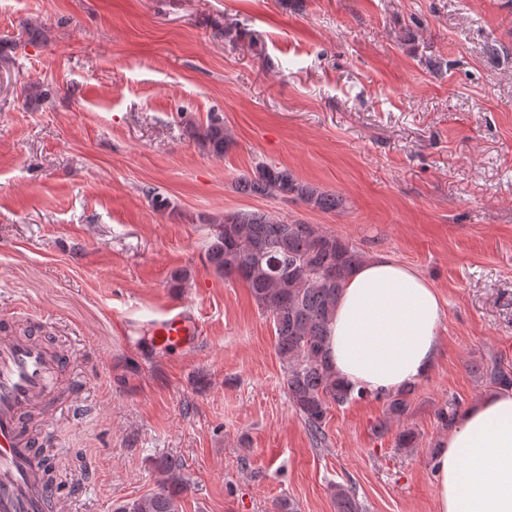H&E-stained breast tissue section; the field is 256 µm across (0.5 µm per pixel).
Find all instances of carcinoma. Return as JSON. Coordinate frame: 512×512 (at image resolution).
Segmentation results:
<instances>
[{
  "label": "carcinoma",
  "instance_id": "carcinoma-1",
  "mask_svg": "<svg viewBox=\"0 0 512 512\" xmlns=\"http://www.w3.org/2000/svg\"><path fill=\"white\" fill-rule=\"evenodd\" d=\"M185 132L218 157L230 143L224 117L217 113L204 123L187 122ZM238 188L244 194L291 199L320 211H334L343 203L336 194L272 163H260L240 176ZM210 224L206 262L217 275L243 282L257 306L270 314L284 391L312 441L325 443L329 409L367 397L336 378L326 352L329 324L343 284L364 256L345 239L312 224L290 223L262 211H231ZM471 371L489 385L512 388V373L494 359L471 364ZM414 391L411 386L376 398L385 402L389 419L400 421L409 411ZM459 413V404L451 400L438 409L437 416L449 427ZM164 472L166 478L154 492L127 499L113 512H180V498L187 490L182 467L170 460ZM332 490L336 512H365L352 488L336 483Z\"/></svg>",
  "mask_w": 512,
  "mask_h": 512
}]
</instances>
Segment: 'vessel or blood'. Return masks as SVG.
Listing matches in <instances>:
<instances>
[{
	"label": "vessel or blood",
	"mask_w": 512,
	"mask_h": 512,
	"mask_svg": "<svg viewBox=\"0 0 512 512\" xmlns=\"http://www.w3.org/2000/svg\"><path fill=\"white\" fill-rule=\"evenodd\" d=\"M201 333L191 310L173 308L157 321L154 339L164 349L193 344ZM66 357L34 337L0 328V512H72L41 447L55 419L43 404L58 385Z\"/></svg>",
	"instance_id": "1"
}]
</instances>
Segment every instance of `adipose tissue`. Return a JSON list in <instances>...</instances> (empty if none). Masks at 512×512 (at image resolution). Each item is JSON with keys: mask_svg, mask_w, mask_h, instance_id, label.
<instances>
[{"mask_svg": "<svg viewBox=\"0 0 512 512\" xmlns=\"http://www.w3.org/2000/svg\"><path fill=\"white\" fill-rule=\"evenodd\" d=\"M443 319L429 281L376 256L345 281L329 325V364L354 390L397 392L432 371ZM433 477L437 512H512V389L484 395L458 417Z\"/></svg>", "mask_w": 512, "mask_h": 512, "instance_id": "obj_1", "label": "adipose tissue"}]
</instances>
